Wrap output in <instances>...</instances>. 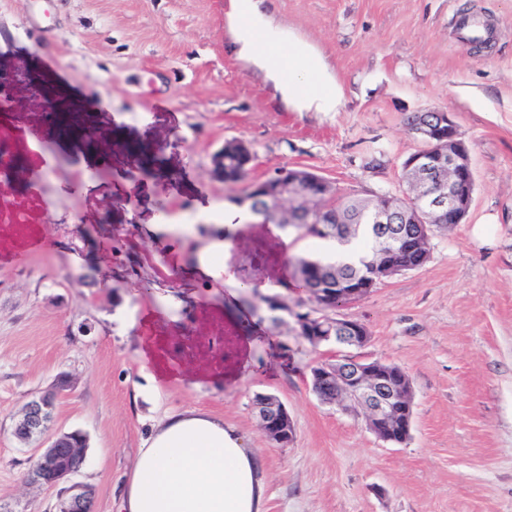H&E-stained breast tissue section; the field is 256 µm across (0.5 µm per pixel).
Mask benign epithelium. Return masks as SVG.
Returning <instances> with one entry per match:
<instances>
[{"instance_id": "benign-epithelium-1", "label": "benign epithelium", "mask_w": 512, "mask_h": 512, "mask_svg": "<svg viewBox=\"0 0 512 512\" xmlns=\"http://www.w3.org/2000/svg\"><path fill=\"white\" fill-rule=\"evenodd\" d=\"M417 134L424 147L413 153L403 164L413 182L419 207L409 218L412 224L423 222L428 216L450 224H460L468 213L474 183L468 153L462 146L457 128L444 111L435 110L432 116L417 126ZM319 185L328 194L329 184L322 178L290 169L274 178L257 182L251 190L259 191L257 199L265 214L278 215L288 206V223L306 224L314 215L308 201L314 198L311 185ZM321 335L312 337V344L320 345L339 340L344 335L355 346L367 345L366 339L356 340L353 321L337 315L319 327ZM322 383L341 381L344 401L333 398L331 403L344 411L364 412L366 421L381 422L408 412L400 387L384 370L359 356H345L334 362H322L317 372ZM53 397L45 394L28 402L20 419L15 422L13 434L21 442H28L40 434L53 409ZM259 426L266 437L278 445L293 439V423L284 404L275 396L261 394L255 405ZM86 435L72 431L57 435L46 447H39L30 470V478L48 487L66 485L67 497L62 500L59 512H86L90 492L74 477L80 471L79 461L84 458Z\"/></svg>"}]
</instances>
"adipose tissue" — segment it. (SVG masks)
<instances>
[{
    "label": "adipose tissue",
    "instance_id": "1",
    "mask_svg": "<svg viewBox=\"0 0 512 512\" xmlns=\"http://www.w3.org/2000/svg\"><path fill=\"white\" fill-rule=\"evenodd\" d=\"M263 0H230L227 13L240 60L261 72L296 112H334L336 82L321 56L301 41L275 39ZM247 208L224 211L217 235L197 236L196 273L213 278L225 269L237 226L252 220ZM140 370L149 389L178 378L162 341L145 337ZM264 463L244 435L204 410L167 413L137 450L116 496L117 512H268Z\"/></svg>",
    "mask_w": 512,
    "mask_h": 512
}]
</instances>
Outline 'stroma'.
Returning a JSON list of instances; mask_svg holds the SVG:
<instances>
[{
    "instance_id": "1",
    "label": "stroma",
    "mask_w": 512,
    "mask_h": 512,
    "mask_svg": "<svg viewBox=\"0 0 512 512\" xmlns=\"http://www.w3.org/2000/svg\"><path fill=\"white\" fill-rule=\"evenodd\" d=\"M280 32L309 43L336 74V112H295L240 61L227 0H0V73L11 112L0 122L50 150L14 195L39 206L23 230L0 224V512H58L60 488L29 484L36 443L13 426L26 403L57 392L49 434L87 437L77 482L93 512L165 412L201 408L234 424L263 459L269 512H512V0H265ZM484 20L467 44L462 14ZM55 100L61 113L46 112ZM447 112L469 149L473 201L462 224L432 239L422 268L342 307L371 334L360 354L398 365L413 392L409 438L387 443L364 416L322 403L310 368L346 353L312 346L288 287V255L269 225L235 233L229 276L186 278L197 254L181 234L153 235L161 205L214 224L244 184L282 167L323 177L338 194L402 193L403 161L423 142L409 115ZM239 141L257 155L230 186L214 157ZM177 320L143 324L163 299ZM277 308H270V301ZM277 337L283 360L254 347L249 326ZM173 336L180 384L144 398L137 350ZM235 368L233 380L222 374ZM205 371L215 382L192 388ZM54 390V389H53ZM273 394L294 424L270 442L252 408Z\"/></svg>"
}]
</instances>
